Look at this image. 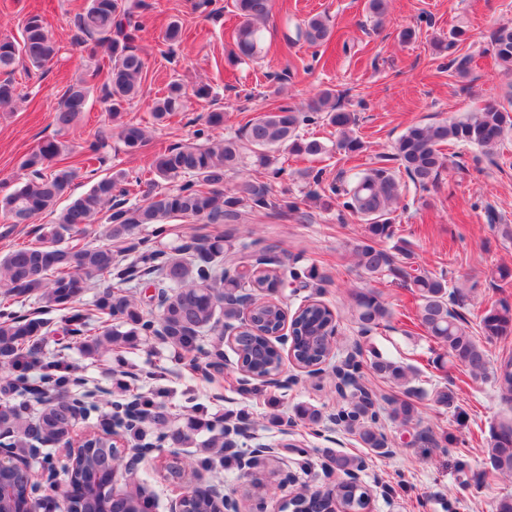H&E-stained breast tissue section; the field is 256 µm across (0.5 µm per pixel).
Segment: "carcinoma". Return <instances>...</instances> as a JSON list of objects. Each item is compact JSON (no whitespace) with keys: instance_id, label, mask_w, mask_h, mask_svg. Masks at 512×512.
I'll return each mask as SVG.
<instances>
[{"instance_id":"carcinoma-1","label":"carcinoma","mask_w":512,"mask_h":512,"mask_svg":"<svg viewBox=\"0 0 512 512\" xmlns=\"http://www.w3.org/2000/svg\"><path fill=\"white\" fill-rule=\"evenodd\" d=\"M143 0H83L73 15L75 42L91 60L102 56L104 64H96L87 79H79L65 91L55 113L58 131L73 125L85 112L94 92L117 121L127 106L142 90L145 61L136 46L138 17ZM239 23L235 32V60L253 59L262 50L261 26L271 12V0H233ZM331 26L327 18L317 15L304 21L298 37L312 46L330 40ZM493 53L503 71L512 73V27L502 26L492 36ZM58 53L44 18L30 15L24 22L18 42L0 40V70H11L19 59L42 69L53 63ZM186 91L179 82L170 83L166 94L151 104L157 122L184 108ZM322 119L336 128V150L355 154L362 150V141L354 135L355 113L341 108L336 90L327 88L307 105V109L280 105L263 112L246 128L245 139L252 147L255 163L266 171V179L247 181L241 195L224 193V178L238 168L242 145L235 139L207 144L188 143L171 147L154 156L142 200L126 205L129 175L115 170L96 177L92 162L101 161L109 147L108 137L100 135L76 147L66 140L44 141L21 162L23 181L12 192L0 198V212L13 224H30L43 214L53 216L50 224L40 229V242L17 247L0 258V295L4 299H32L55 311H65L73 325L72 333L81 336L79 346L86 354H94L113 344L135 342L138 337L161 333L163 340L187 353L199 351L201 335L217 328L237 329L235 347L250 372L248 380L263 382V376L275 371L281 363L280 353L267 336L281 326L284 308L269 299L255 305L256 325L243 321L242 310L234 297L244 290L273 291L282 282L280 276L264 265L286 266L273 254V247L250 256L224 251V239H194L167 252L146 250L127 265L116 259L112 245L89 247L61 245L66 238L101 221L108 224L109 240H123L142 224H162L175 217H192L206 224H233L239 220V206L247 203L252 209L278 207L272 199L273 185L282 168L275 166L274 152L284 148L291 153L319 155L326 147L316 139L300 134V128ZM512 136V97L501 103H488L479 111L462 118L432 124H415L406 129L393 146V168L385 163L372 166L354 175L346 187L329 186V191L343 197L342 206L365 221L367 237L355 248L357 266L370 277L388 274L413 289L418 297V321L424 333L442 348L452 362L463 367L473 379L492 378L502 402L512 406V356L503 357L490 367L487 351L471 335L468 326L455 310L462 297L458 286L448 287V277L414 268L406 260L410 250L395 246L392 253L379 241L393 236L396 206L404 185L405 173L415 187L426 190L434 185L445 166L441 147L447 143L476 147L494 153L505 139ZM118 138L128 152L145 146V129L133 123L118 125ZM84 156L83 166L68 165L73 154ZM85 179L89 188L73 195L75 181ZM404 261L397 262L396 255ZM292 280L302 288H319L324 276L314 267L292 269ZM101 278L111 280L97 296L95 307L109 318L118 320L105 324L94 335H85L87 315L75 303ZM154 279L162 285L159 329L146 318L138 306L122 293L132 283ZM355 323L364 334L379 326L390 315L382 296L366 289L351 295ZM333 312L322 301L310 297L291 314L293 358L302 366L319 365L333 354L336 343L327 333L333 328ZM48 321L41 317L16 316L8 308L0 309V369L7 370L8 383L21 389L20 399L0 404V431L9 438V448L17 459L39 455L42 448L70 438L74 425V403L70 394L71 379L60 373V366L47 364L40 377L42 386L29 384L22 354L32 357L39 352ZM479 327L488 340L512 335V302L503 299L487 309ZM372 371L404 388L406 398L389 401L388 416L403 426L418 424L421 415L409 398L408 388L414 371L397 361L373 355ZM46 401L37 421L28 420L30 402ZM435 402L461 418L465 415L454 389L436 392ZM137 412L121 401L112 402V415L104 424V432L120 430L140 433V415H150L161 429L154 445L184 447L193 441V432L201 422L191 421L172 432L163 430L167 419L160 406L141 400ZM379 413L360 390L351 395L336 421L348 433L384 456L387 438L376 431ZM120 448L111 439L92 436L87 449L71 464L67 477L74 486L89 487L94 474L106 475L120 462ZM238 454L229 443L228 429L207 442L205 455L186 462L192 471H214ZM336 470L347 475L359 470L363 460L355 456L333 458ZM484 479L489 483L512 477V420H504L490 431ZM34 483L26 472L7 470L0 474V512H23L34 500ZM144 488L136 486L122 494L101 497L95 494L78 496L76 507L81 512H139ZM370 501L369 490L358 484L338 483L320 498H308L283 505L291 512H332L338 503L346 512H365ZM215 505L207 491L194 488L191 512H214Z\"/></svg>"}]
</instances>
